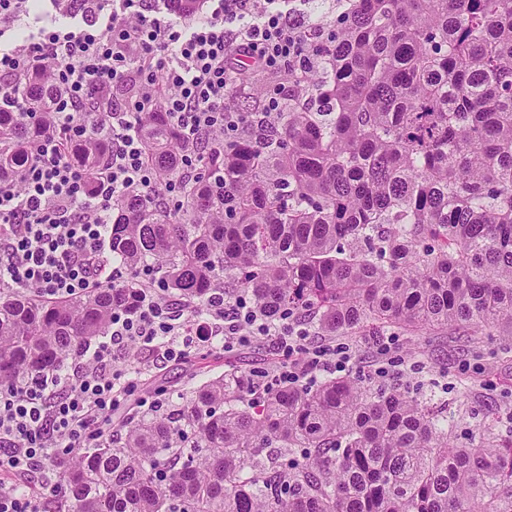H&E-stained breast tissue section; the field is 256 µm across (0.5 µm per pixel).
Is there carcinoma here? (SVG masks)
Instances as JSON below:
<instances>
[{
  "instance_id": "1",
  "label": "carcinoma",
  "mask_w": 512,
  "mask_h": 512,
  "mask_svg": "<svg viewBox=\"0 0 512 512\" xmlns=\"http://www.w3.org/2000/svg\"><path fill=\"white\" fill-rule=\"evenodd\" d=\"M328 36L309 102L210 152L179 214L117 202L122 278L60 301L0 292V387L138 310L146 266L199 312L223 283L322 336L512 342V0H342ZM49 85L31 74L30 111L0 110V176L46 130ZM130 120L175 175L166 114ZM111 136L95 121L66 153L92 169ZM253 381L230 365L176 413L128 419L121 446L76 449L53 466L64 512H512V432L456 446L454 419L400 391L337 375L250 401Z\"/></svg>"
}]
</instances>
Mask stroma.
<instances>
[{
  "label": "stroma",
  "instance_id": "obj_1",
  "mask_svg": "<svg viewBox=\"0 0 512 512\" xmlns=\"http://www.w3.org/2000/svg\"><path fill=\"white\" fill-rule=\"evenodd\" d=\"M347 342L357 352L350 374L360 382L399 385L407 396L433 400L460 416L452 438L454 444L477 443L475 424H503L512 414V357H503L498 342L486 340L477 344L469 336L400 333L396 336V353L406 363L392 368L381 379L369 370L375 355V337L351 336ZM277 363L276 351L267 339L254 340L232 352L201 341L188 362L155 361L145 377V388L160 391L163 407L168 410L178 403V393L188 381H203L229 364L253 372L272 370Z\"/></svg>",
  "mask_w": 512,
  "mask_h": 512
}]
</instances>
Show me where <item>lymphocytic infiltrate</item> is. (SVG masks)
Here are the masks:
<instances>
[{
	"mask_svg": "<svg viewBox=\"0 0 512 512\" xmlns=\"http://www.w3.org/2000/svg\"><path fill=\"white\" fill-rule=\"evenodd\" d=\"M293 0H199V14L155 15L147 0H52L77 29L52 25L0 48V103L27 109L21 86L30 74H49L59 91L52 110L82 136L83 113L100 110L112 129L93 173L69 161L54 130L34 142L23 169L0 179V289L23 287L43 300L101 287L110 264L106 247L118 199L155 197L174 206L197 180L205 157L254 124L249 112L226 104L254 75L307 73L317 65L313 45L321 25L301 28ZM164 84H157V75ZM166 112L186 150L175 176L164 179L144 159L129 115ZM148 298L132 315L112 318L109 339L56 372L0 388V512H47V496H61L50 462L96 444L103 426L142 380V370L112 365L113 346L141 344L164 361L183 362L191 339L208 336L224 350L264 336L281 360L262 383L305 387L320 376L348 372L353 350L317 342L310 327L287 314L265 321L247 296L215 289L205 318L169 299L147 280Z\"/></svg>",
	"mask_w": 512,
	"mask_h": 512,
	"instance_id": "lymphocytic-infiltrate-1",
	"label": "lymphocytic infiltrate"
}]
</instances>
